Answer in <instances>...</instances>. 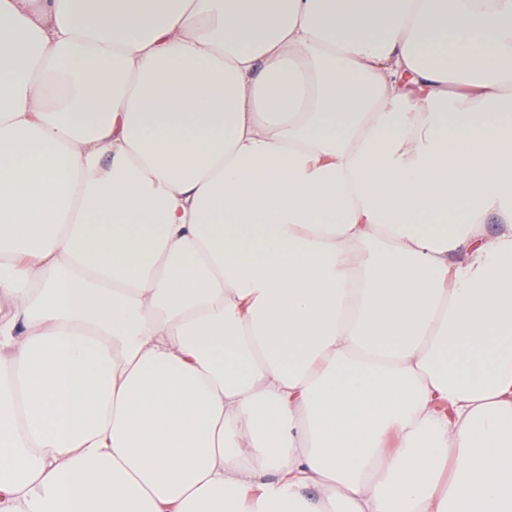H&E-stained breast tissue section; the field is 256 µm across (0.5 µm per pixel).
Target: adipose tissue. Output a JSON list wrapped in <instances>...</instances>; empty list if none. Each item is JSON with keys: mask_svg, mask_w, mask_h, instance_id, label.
<instances>
[{"mask_svg": "<svg viewBox=\"0 0 512 512\" xmlns=\"http://www.w3.org/2000/svg\"><path fill=\"white\" fill-rule=\"evenodd\" d=\"M0 512H512V0H0Z\"/></svg>", "mask_w": 512, "mask_h": 512, "instance_id": "adipose-tissue-1", "label": "adipose tissue"}]
</instances>
